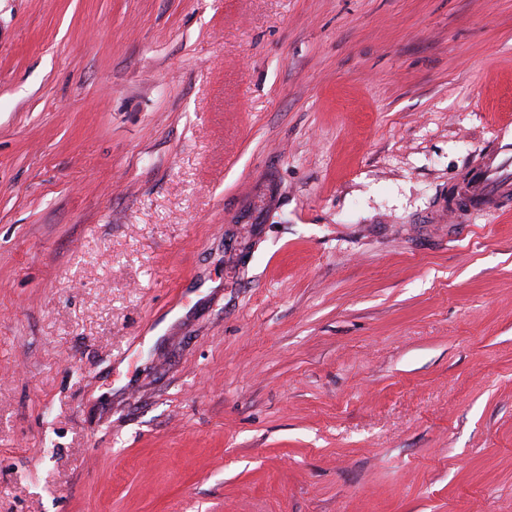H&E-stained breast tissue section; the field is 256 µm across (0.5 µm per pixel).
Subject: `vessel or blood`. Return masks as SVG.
I'll list each match as a JSON object with an SVG mask.
<instances>
[{"label":"vessel or blood","instance_id":"b4317fda","mask_svg":"<svg viewBox=\"0 0 512 512\" xmlns=\"http://www.w3.org/2000/svg\"><path fill=\"white\" fill-rule=\"evenodd\" d=\"M466 208H449L448 221L467 222L471 216L496 214L512 208V140L501 139L497 146L480 152L470 169Z\"/></svg>","mask_w":512,"mask_h":512}]
</instances>
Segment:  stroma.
Returning <instances> with one entry per match:
<instances>
[{
  "instance_id": "35a3bbf8",
  "label": "stroma",
  "mask_w": 512,
  "mask_h": 512,
  "mask_svg": "<svg viewBox=\"0 0 512 512\" xmlns=\"http://www.w3.org/2000/svg\"><path fill=\"white\" fill-rule=\"evenodd\" d=\"M512 0H0V512H512ZM468 206L448 208L452 224L467 222L471 215L496 214L510 209L512 190V140L503 137L497 146L480 152L469 169Z\"/></svg>"
}]
</instances>
